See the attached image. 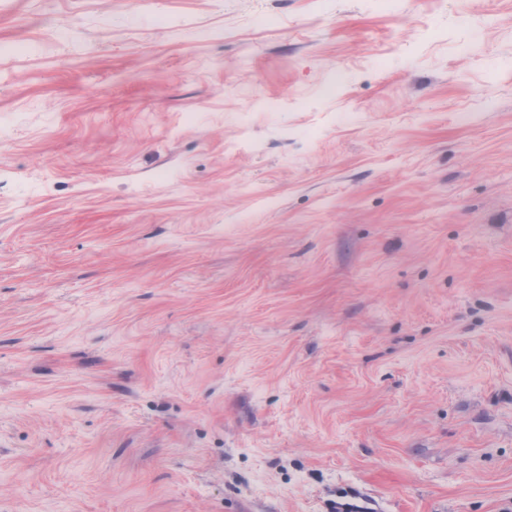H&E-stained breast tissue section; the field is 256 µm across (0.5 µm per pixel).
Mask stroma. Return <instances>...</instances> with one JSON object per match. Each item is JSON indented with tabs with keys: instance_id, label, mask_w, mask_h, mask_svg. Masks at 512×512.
<instances>
[{
	"instance_id": "35a3bbf8",
	"label": "stroma",
	"mask_w": 512,
	"mask_h": 512,
	"mask_svg": "<svg viewBox=\"0 0 512 512\" xmlns=\"http://www.w3.org/2000/svg\"><path fill=\"white\" fill-rule=\"evenodd\" d=\"M512 512V0H0V512Z\"/></svg>"
}]
</instances>
